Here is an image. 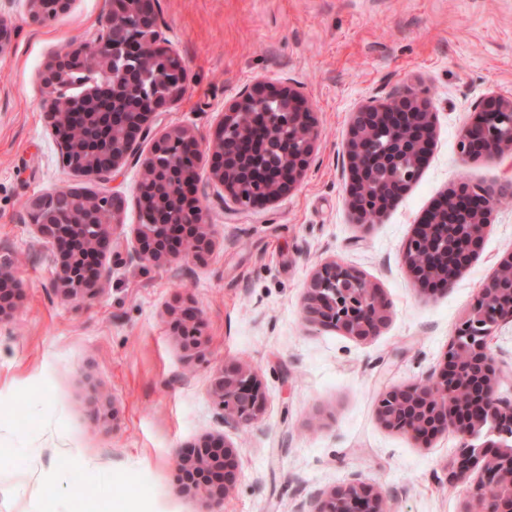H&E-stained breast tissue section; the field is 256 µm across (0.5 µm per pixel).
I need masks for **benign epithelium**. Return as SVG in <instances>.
<instances>
[{"label": "benign epithelium", "mask_w": 512, "mask_h": 512, "mask_svg": "<svg viewBox=\"0 0 512 512\" xmlns=\"http://www.w3.org/2000/svg\"><path fill=\"white\" fill-rule=\"evenodd\" d=\"M73 0H29L31 24L43 27L68 11ZM158 0H107L96 36L107 63L118 62L110 81L93 91L99 117L112 129L92 152L70 137L84 116L67 112L64 79L84 62V44H71L42 72L44 113L60 146L63 168L109 179L133 160L142 167L136 188L139 223L133 227L136 256L162 265L179 258L204 261L213 242L207 212L198 196L202 141L191 130L174 127L150 137L162 110L188 91L183 58L168 45ZM167 59L169 90L142 82L140 55L146 44ZM436 128L435 113L419 87H407L384 100L369 98L352 113L344 150L346 194L356 223L382 219L420 179ZM151 140L144 151L140 142ZM318 130L306 95L299 89H273L264 82L244 87L224 107L210 134L208 178L223 187L232 210L270 204L295 188L309 167ZM462 161L495 160L512 153V96L491 94L475 106L460 131ZM512 185L462 180L450 187L414 225L402 249V261L421 290L450 288L479 256L495 201ZM125 195L70 190L30 199L38 234L55 249L54 290L77 301L98 292L107 274L112 239L122 226ZM459 228L453 255L441 247L448 228ZM20 289L11 267L0 263V321L15 309ZM302 317L312 326L367 340L390 320V305L376 284L354 267L336 260L318 264L306 282ZM512 321V250L498 260L493 275L478 289L458 320L442 366L423 380L389 386L374 402V414L386 429L426 444L453 431L460 453L449 480L475 476L476 492L464 512H512V447L500 437L512 432V399L499 395L512 369L491 347L495 330ZM171 333L188 351L201 344V319L189 302L173 313ZM211 397L224 425L243 428L262 414L265 399L255 371L242 363L225 366L213 379ZM178 468L193 475L195 493L220 507L236 482L238 449L225 440L203 439L176 456ZM298 512H388L373 484L354 480L329 492L318 491Z\"/></svg>", "instance_id": "1"}]
</instances>
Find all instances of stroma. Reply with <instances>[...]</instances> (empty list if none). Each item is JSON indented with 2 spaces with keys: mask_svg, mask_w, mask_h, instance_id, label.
Segmentation results:
<instances>
[{
  "mask_svg": "<svg viewBox=\"0 0 512 512\" xmlns=\"http://www.w3.org/2000/svg\"><path fill=\"white\" fill-rule=\"evenodd\" d=\"M189 90L154 135L184 126L208 138L226 102L257 81L303 87L320 130L296 190L275 204L229 211L205 185L214 248L204 262L157 267L133 259L138 221L130 163L111 185L127 203L99 294L75 304L54 291L56 258L39 240L30 198L104 183L63 169L43 114L41 73L67 44L90 43L105 0H73L46 28L28 0H0L15 30L0 54V258H12L19 306L0 322V512H209L185 491L178 450L208 435L239 450L220 512H297L302 501L359 479L389 512H460L473 483L445 480L458 437L422 446L373 411L385 387L426 378L442 363L462 311L512 250V197L496 204L476 260L446 291H419L402 247L429 205L457 179L512 183V154L462 162L458 134L476 102L512 94V0H159ZM427 90L436 138L419 182L382 222L352 220L342 153L364 99ZM335 259L382 288L387 326L358 341L307 326L311 270ZM192 297L204 343L188 356L169 329ZM257 372L265 408L226 427L210 396L223 366Z\"/></svg>",
  "mask_w": 512,
  "mask_h": 512,
  "instance_id": "obj_1",
  "label": "stroma"
}]
</instances>
